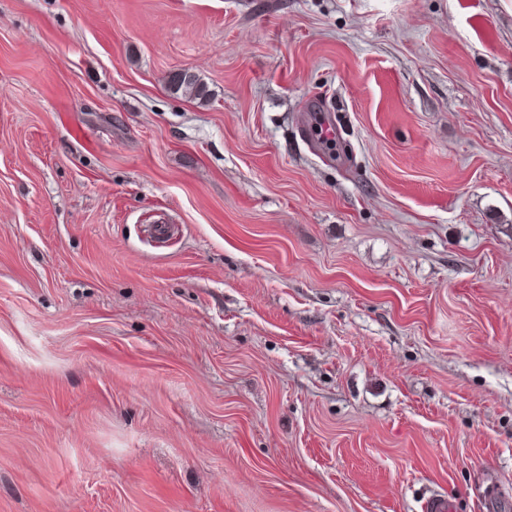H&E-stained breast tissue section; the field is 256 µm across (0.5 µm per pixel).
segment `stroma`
Returning <instances> with one entry per match:
<instances>
[{
    "instance_id": "35a3bbf8",
    "label": "stroma",
    "mask_w": 512,
    "mask_h": 512,
    "mask_svg": "<svg viewBox=\"0 0 512 512\" xmlns=\"http://www.w3.org/2000/svg\"><path fill=\"white\" fill-rule=\"evenodd\" d=\"M437 495L512 512V0H0V512ZM168 83L174 92L182 91L183 94L194 98L207 96L206 85L197 74L187 71L177 72L169 77Z\"/></svg>"
}]
</instances>
